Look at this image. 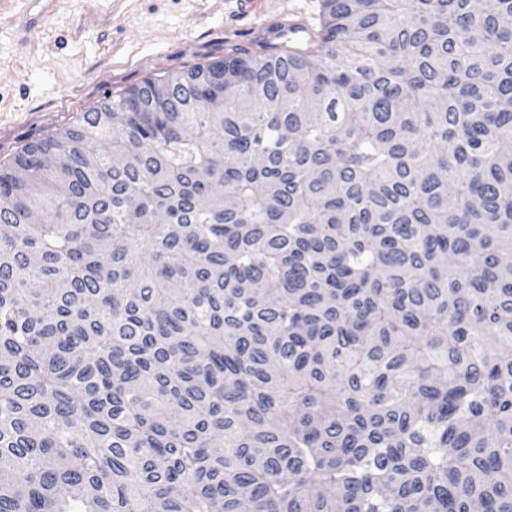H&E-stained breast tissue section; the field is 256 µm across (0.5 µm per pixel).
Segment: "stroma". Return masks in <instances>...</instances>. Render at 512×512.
<instances>
[{
	"label": "stroma",
	"mask_w": 512,
	"mask_h": 512,
	"mask_svg": "<svg viewBox=\"0 0 512 512\" xmlns=\"http://www.w3.org/2000/svg\"><path fill=\"white\" fill-rule=\"evenodd\" d=\"M321 0H16L0 15V161L146 78L253 52V25Z\"/></svg>",
	"instance_id": "obj_1"
}]
</instances>
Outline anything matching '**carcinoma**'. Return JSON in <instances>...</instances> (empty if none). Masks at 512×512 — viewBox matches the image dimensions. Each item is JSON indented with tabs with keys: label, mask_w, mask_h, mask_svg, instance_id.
I'll use <instances>...</instances> for the list:
<instances>
[{
	"label": "carcinoma",
	"mask_w": 512,
	"mask_h": 512,
	"mask_svg": "<svg viewBox=\"0 0 512 512\" xmlns=\"http://www.w3.org/2000/svg\"><path fill=\"white\" fill-rule=\"evenodd\" d=\"M322 2L0 163V512H512V0Z\"/></svg>",
	"instance_id": "1"
}]
</instances>
